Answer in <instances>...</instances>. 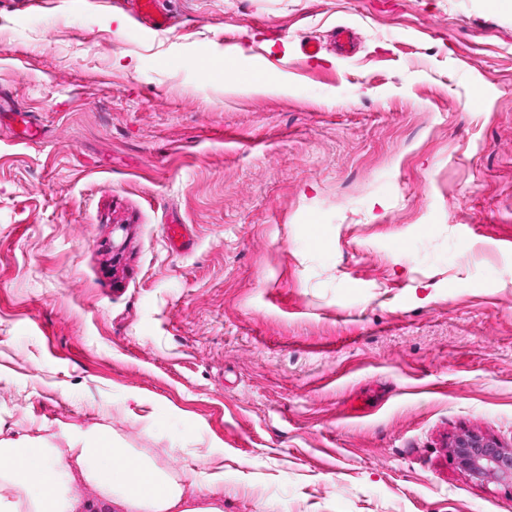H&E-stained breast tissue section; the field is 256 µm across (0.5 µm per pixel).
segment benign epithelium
<instances>
[{"label": "benign epithelium", "mask_w": 512, "mask_h": 512, "mask_svg": "<svg viewBox=\"0 0 512 512\" xmlns=\"http://www.w3.org/2000/svg\"><path fill=\"white\" fill-rule=\"evenodd\" d=\"M459 466L473 478L512 482V448L474 434L459 436L453 445Z\"/></svg>", "instance_id": "1"}]
</instances>
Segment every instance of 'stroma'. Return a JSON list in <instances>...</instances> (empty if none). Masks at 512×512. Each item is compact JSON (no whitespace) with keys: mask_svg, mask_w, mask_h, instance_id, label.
<instances>
[{"mask_svg":"<svg viewBox=\"0 0 512 512\" xmlns=\"http://www.w3.org/2000/svg\"><path fill=\"white\" fill-rule=\"evenodd\" d=\"M163 3L0 0V435L108 426L224 512H512L452 451L512 448V10ZM112 3L131 14L146 30L162 32L171 26V16L161 8V0H114ZM223 76L225 85L246 86L255 91H263L270 86V80L264 75L242 70L237 58L231 55L224 56Z\"/></svg>","mask_w":512,"mask_h":512,"instance_id":"obj_1","label":"stroma"}]
</instances>
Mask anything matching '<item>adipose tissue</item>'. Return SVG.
Listing matches in <instances>:
<instances>
[{
    "label": "adipose tissue",
    "instance_id": "adipose-tissue-1",
    "mask_svg": "<svg viewBox=\"0 0 512 512\" xmlns=\"http://www.w3.org/2000/svg\"><path fill=\"white\" fill-rule=\"evenodd\" d=\"M68 440L0 438V512H224L223 468L167 470L105 427Z\"/></svg>",
    "mask_w": 512,
    "mask_h": 512
}]
</instances>
